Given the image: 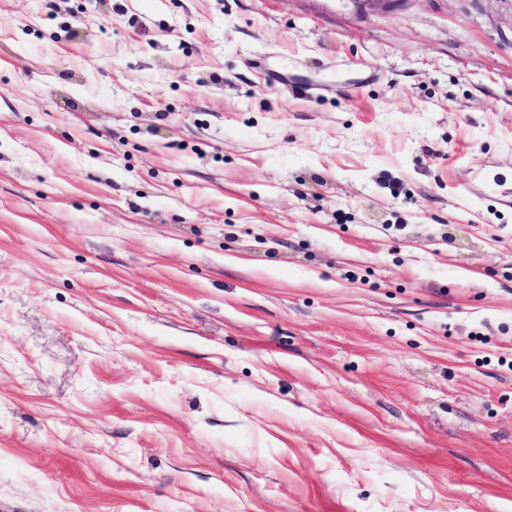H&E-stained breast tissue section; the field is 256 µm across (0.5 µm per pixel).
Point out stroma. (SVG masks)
<instances>
[{
    "label": "stroma",
    "mask_w": 512,
    "mask_h": 512,
    "mask_svg": "<svg viewBox=\"0 0 512 512\" xmlns=\"http://www.w3.org/2000/svg\"><path fill=\"white\" fill-rule=\"evenodd\" d=\"M0 512H512V0H0Z\"/></svg>",
    "instance_id": "35a3bbf8"
}]
</instances>
